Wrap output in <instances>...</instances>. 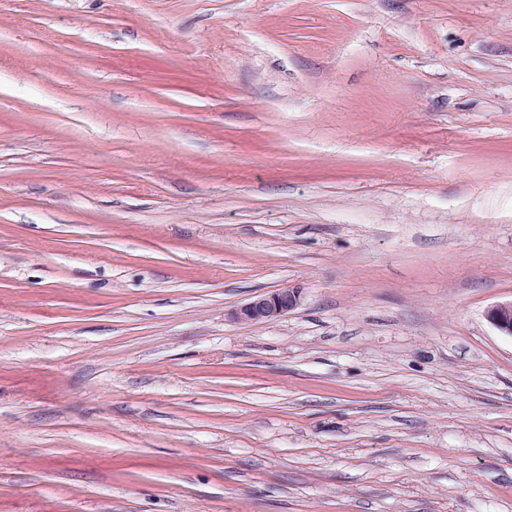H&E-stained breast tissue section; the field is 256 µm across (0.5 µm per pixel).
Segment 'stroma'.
<instances>
[{"mask_svg": "<svg viewBox=\"0 0 512 512\" xmlns=\"http://www.w3.org/2000/svg\"><path fill=\"white\" fill-rule=\"evenodd\" d=\"M511 300L512 0H0V512H512ZM301 300L300 288H281L268 295L256 296L236 308L232 317L237 322L247 324L267 322L293 311L300 305ZM487 317L503 335L512 336V300L494 305Z\"/></svg>", "mask_w": 512, "mask_h": 512, "instance_id": "stroma-1", "label": "stroma"}]
</instances>
